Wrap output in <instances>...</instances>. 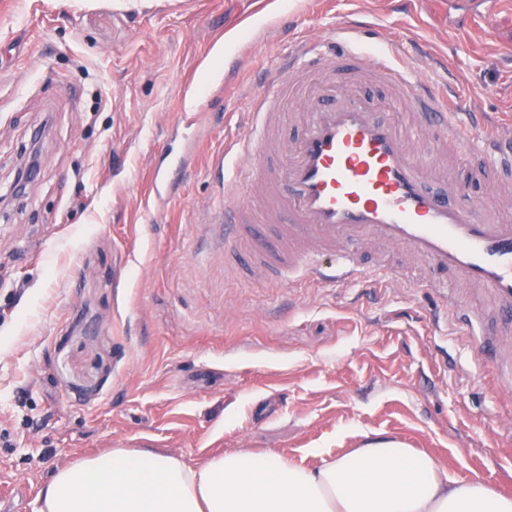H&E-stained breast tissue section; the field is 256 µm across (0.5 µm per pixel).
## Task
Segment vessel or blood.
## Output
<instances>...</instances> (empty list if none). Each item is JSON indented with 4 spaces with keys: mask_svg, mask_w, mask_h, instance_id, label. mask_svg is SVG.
I'll return each instance as SVG.
<instances>
[{
    "mask_svg": "<svg viewBox=\"0 0 512 512\" xmlns=\"http://www.w3.org/2000/svg\"><path fill=\"white\" fill-rule=\"evenodd\" d=\"M368 24L350 20L327 38L295 39L275 77L253 92L249 133L234 142L244 158L224 181V212L215 240L243 271L281 280L302 273L336 287L364 280L362 248L380 241L405 249L426 265L417 286L438 288L462 280L484 289L496 310L495 335L512 334V220L506 204L467 201L465 184L428 181L446 172L433 154L414 149L425 131L469 149L481 162L474 177L492 174L512 186V131L502 117L463 120L461 102L443 96L367 49ZM395 90L388 115L364 88L373 80ZM299 121L300 138L279 139L283 116Z\"/></svg>",
    "mask_w": 512,
    "mask_h": 512,
    "instance_id": "vessel-or-blood-1",
    "label": "vessel or blood"
}]
</instances>
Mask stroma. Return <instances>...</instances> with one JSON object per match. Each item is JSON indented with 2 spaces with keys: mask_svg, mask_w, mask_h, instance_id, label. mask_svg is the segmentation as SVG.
Wrapping results in <instances>:
<instances>
[{
  "mask_svg": "<svg viewBox=\"0 0 512 512\" xmlns=\"http://www.w3.org/2000/svg\"><path fill=\"white\" fill-rule=\"evenodd\" d=\"M344 17L512 115V0H0V195L46 129L39 177L0 207V512H35L52 472L109 448L314 467L377 437L512 495V395L451 313L430 320L419 260L375 243L362 263L399 283L321 288L245 278L212 248L213 155L289 40ZM186 140L180 181L152 201L154 163Z\"/></svg>",
  "mask_w": 512,
  "mask_h": 512,
  "instance_id": "obj_1",
  "label": "stroma"
}]
</instances>
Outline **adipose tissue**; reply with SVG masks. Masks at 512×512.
Segmentation results:
<instances>
[{"label": "adipose tissue", "instance_id": "obj_1", "mask_svg": "<svg viewBox=\"0 0 512 512\" xmlns=\"http://www.w3.org/2000/svg\"><path fill=\"white\" fill-rule=\"evenodd\" d=\"M36 512H512V497L382 438L314 468L249 449L190 465L115 448L56 469Z\"/></svg>", "mask_w": 512, "mask_h": 512}]
</instances>
